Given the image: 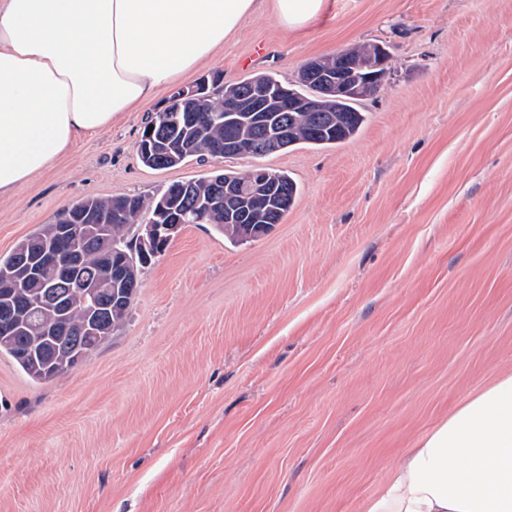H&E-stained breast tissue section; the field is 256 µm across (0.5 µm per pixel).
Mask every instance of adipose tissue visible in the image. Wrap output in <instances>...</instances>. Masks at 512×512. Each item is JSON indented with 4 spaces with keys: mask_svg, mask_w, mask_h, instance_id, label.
Segmentation results:
<instances>
[{
    "mask_svg": "<svg viewBox=\"0 0 512 512\" xmlns=\"http://www.w3.org/2000/svg\"><path fill=\"white\" fill-rule=\"evenodd\" d=\"M257 0H0V196L196 71ZM364 512H512V373L389 469Z\"/></svg>",
    "mask_w": 512,
    "mask_h": 512,
    "instance_id": "adipose-tissue-1",
    "label": "adipose tissue"
}]
</instances>
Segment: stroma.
<instances>
[{"label":"stroma","mask_w":512,"mask_h":512,"mask_svg":"<svg viewBox=\"0 0 512 512\" xmlns=\"http://www.w3.org/2000/svg\"><path fill=\"white\" fill-rule=\"evenodd\" d=\"M363 43L389 70L354 138L140 161L146 123L199 77L295 86ZM256 167L298 186L267 236L184 225L122 329L52 382L0 355V512H361L512 371V0H325L294 30L264 0L196 73L0 197V255L77 201Z\"/></svg>","instance_id":"35a3bbf8"}]
</instances>
